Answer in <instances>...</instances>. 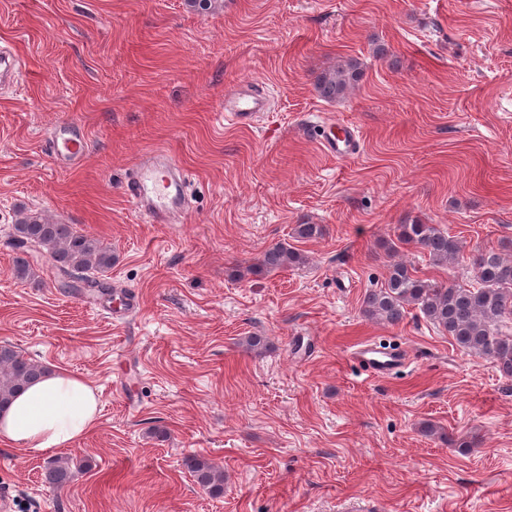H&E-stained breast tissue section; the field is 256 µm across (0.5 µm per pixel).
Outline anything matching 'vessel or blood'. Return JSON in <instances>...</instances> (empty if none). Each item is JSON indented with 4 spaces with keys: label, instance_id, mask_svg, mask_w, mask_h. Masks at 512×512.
<instances>
[{
    "label": "vessel or blood",
    "instance_id": "vessel-or-blood-1",
    "mask_svg": "<svg viewBox=\"0 0 512 512\" xmlns=\"http://www.w3.org/2000/svg\"><path fill=\"white\" fill-rule=\"evenodd\" d=\"M262 107V99L256 97L240 94L231 97V114L239 119L261 111ZM321 137L323 149L337 158L352 154L356 145L354 131L332 121L323 124ZM87 150L85 135L74 127L56 144L54 155L67 164L75 165L83 160ZM126 194L149 223L164 224L167 223L170 212L181 207L183 185L175 178L171 163L147 156L140 160L129 179ZM354 356L376 378L390 377L408 362L405 351L384 347L378 343L360 345Z\"/></svg>",
    "mask_w": 512,
    "mask_h": 512
}]
</instances>
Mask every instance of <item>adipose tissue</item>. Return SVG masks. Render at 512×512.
<instances>
[{"label": "adipose tissue", "mask_w": 512, "mask_h": 512, "mask_svg": "<svg viewBox=\"0 0 512 512\" xmlns=\"http://www.w3.org/2000/svg\"><path fill=\"white\" fill-rule=\"evenodd\" d=\"M100 413L96 388L57 369L0 410V445L37 452L64 448L94 432Z\"/></svg>", "instance_id": "ef3b65f1"}]
</instances>
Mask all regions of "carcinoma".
<instances>
[{
    "instance_id": "obj_1",
    "label": "carcinoma",
    "mask_w": 512,
    "mask_h": 512,
    "mask_svg": "<svg viewBox=\"0 0 512 512\" xmlns=\"http://www.w3.org/2000/svg\"><path fill=\"white\" fill-rule=\"evenodd\" d=\"M357 64L338 62L318 77L317 86L323 97L343 96L360 79ZM322 235L319 224H297L293 237L298 241L317 239ZM14 245L20 250L15 260V273L21 279L31 276L28 256L45 253L59 274V287L81 295L105 293L100 279L115 261L112 249L100 239L71 224L50 223L42 216L29 214L14 225ZM399 244L425 251L438 265L455 268L463 261L474 277L469 286L455 283L437 285L415 275V268L402 259L392 260L382 287L367 293L361 305L362 314L377 322L400 323L407 307L419 310L422 317L448 333L464 353L491 360L506 378H512V257L493 249L465 252L455 236L435 224L415 220L398 226ZM305 256L288 243L267 248L247 271L254 274L297 266ZM48 367L25 357L9 343L0 344V410L8 406L18 392L36 381ZM183 465L196 483L207 493L224 495V470L210 460L189 455ZM79 468L67 459L47 462L43 482L54 490L70 485Z\"/></svg>"
}]
</instances>
